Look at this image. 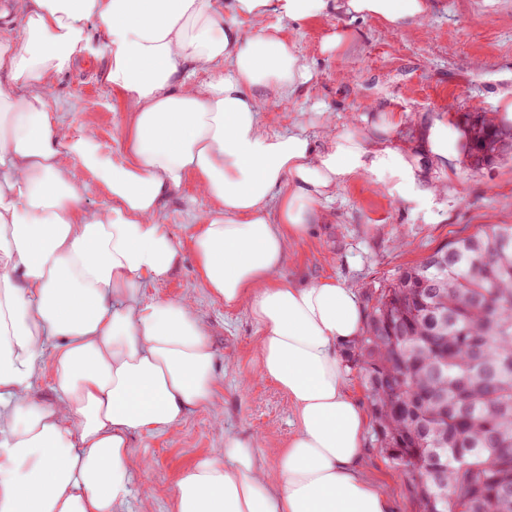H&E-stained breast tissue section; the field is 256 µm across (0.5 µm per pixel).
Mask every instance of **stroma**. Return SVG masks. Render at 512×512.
I'll return each mask as SVG.
<instances>
[{
    "instance_id": "stroma-1",
    "label": "stroma",
    "mask_w": 512,
    "mask_h": 512,
    "mask_svg": "<svg viewBox=\"0 0 512 512\" xmlns=\"http://www.w3.org/2000/svg\"><path fill=\"white\" fill-rule=\"evenodd\" d=\"M430 3L423 24L392 31L343 15L288 22L225 12V23L247 34L280 29L313 72L311 84L294 98L272 101L264 114L267 126L287 130L316 106L337 129L370 135L381 114L397 113L402 122L390 142L412 156L422 180V191L403 197L390 196L366 178L338 190L327 221L290 246L280 271L285 279L311 283L334 277L363 303L398 268L456 234L484 224H512V154L474 172L465 156L440 162L424 147L425 128L435 118L446 115L461 124L472 113L493 116L498 96L512 91V0ZM339 25L349 27L352 40L340 52L324 53L325 39ZM107 65L102 53L78 61L52 80L45 96L67 136L93 130L103 152L118 157L125 151L130 104L97 81V71ZM60 164L81 186L84 207L111 208L109 192L76 159L65 153ZM441 185L446 193L429 194V187ZM210 206L192 177L166 199L160 217L182 243L181 260L167 277L148 284L145 295L190 305L207 328L222 390L210 409L188 414L169 429L132 437L134 453L146 466L121 512H174L173 491L182 474L200 457L222 449L228 434L256 436L259 459L275 473L297 428L287 394L259 370L257 330L246 306L225 307L197 273L190 223ZM361 468L391 500L393 512H411L409 475L372 443L363 447Z\"/></svg>"
}]
</instances>
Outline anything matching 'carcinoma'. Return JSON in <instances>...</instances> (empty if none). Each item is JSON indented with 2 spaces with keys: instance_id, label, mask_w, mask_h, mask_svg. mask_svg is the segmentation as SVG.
<instances>
[{
  "instance_id": "obj_1",
  "label": "carcinoma",
  "mask_w": 512,
  "mask_h": 512,
  "mask_svg": "<svg viewBox=\"0 0 512 512\" xmlns=\"http://www.w3.org/2000/svg\"><path fill=\"white\" fill-rule=\"evenodd\" d=\"M465 127L479 170L475 151L503 127ZM368 302L347 362L364 371L374 445L411 474L415 512H512V224L446 241Z\"/></svg>"
}]
</instances>
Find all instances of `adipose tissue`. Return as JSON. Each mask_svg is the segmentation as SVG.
<instances>
[{
	"mask_svg": "<svg viewBox=\"0 0 512 512\" xmlns=\"http://www.w3.org/2000/svg\"><path fill=\"white\" fill-rule=\"evenodd\" d=\"M228 8L294 22L343 14L391 31L422 23L429 0H0V19L23 20L20 36L0 38V512H118L137 473L131 436L213 405L205 326L185 301L142 297L180 259L158 214L189 176L212 202L192 225L200 275L225 305H246L259 369L298 427L273 481L257 439L225 436L178 481L175 512L392 510L360 469L368 416L339 355L362 333L358 298L333 277L279 272L346 184L414 191L409 154L386 139L400 118L381 114L375 138L322 112L318 141L303 117L268 129L269 97H292L313 73L284 36L225 25ZM92 21L109 60L100 79L132 102L118 159L93 131L61 137L42 94L91 52ZM64 151L107 187L109 210L83 207ZM48 355L60 411L31 396Z\"/></svg>",
	"mask_w": 512,
	"mask_h": 512,
	"instance_id": "1",
	"label": "adipose tissue"
}]
</instances>
